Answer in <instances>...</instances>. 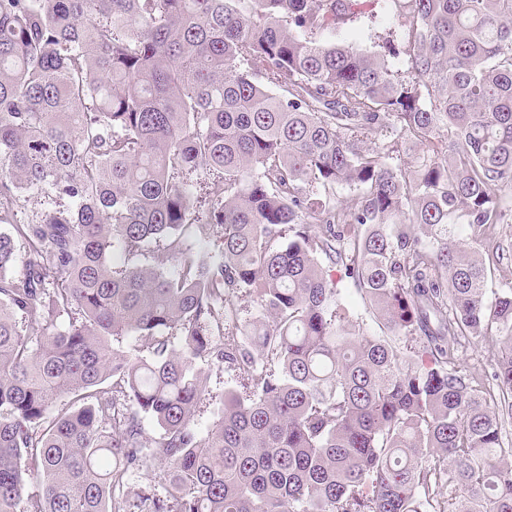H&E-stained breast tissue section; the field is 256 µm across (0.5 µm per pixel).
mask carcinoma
I'll return each mask as SVG.
<instances>
[{
    "mask_svg": "<svg viewBox=\"0 0 512 512\" xmlns=\"http://www.w3.org/2000/svg\"><path fill=\"white\" fill-rule=\"evenodd\" d=\"M384 2L365 54L332 37L366 0H0V512H512V402L457 356L497 337L512 392L477 248L512 212V0ZM202 358L241 387L204 436ZM324 266L328 277H332L334 280L340 281L338 286L341 289L344 300L349 304L355 316L363 319L365 324L364 327H366L369 331L377 329L376 324L372 322L371 318L369 317L365 300L362 298L361 294L352 287L347 279L341 278L343 273L339 270L340 268L329 267L328 265ZM160 473L159 468H155V471L149 473L145 470L135 471L132 473L127 486L133 493L160 491L162 485V480L159 478Z\"/></svg>",
    "mask_w": 512,
    "mask_h": 512,
    "instance_id": "obj_1",
    "label": "carcinoma"
}]
</instances>
